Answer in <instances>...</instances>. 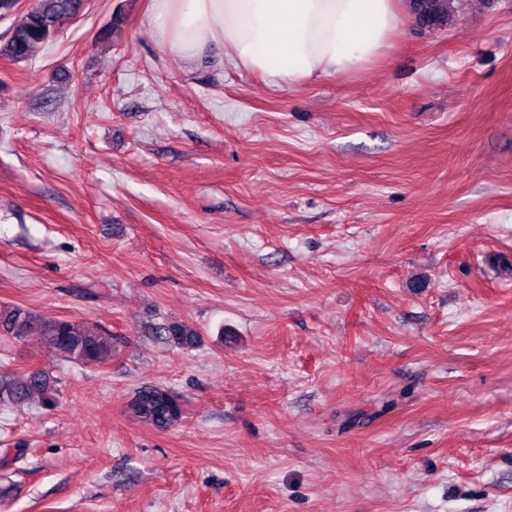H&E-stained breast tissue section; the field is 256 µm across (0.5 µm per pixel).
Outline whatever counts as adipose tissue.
I'll return each mask as SVG.
<instances>
[{"instance_id": "1", "label": "adipose tissue", "mask_w": 512, "mask_h": 512, "mask_svg": "<svg viewBox=\"0 0 512 512\" xmlns=\"http://www.w3.org/2000/svg\"><path fill=\"white\" fill-rule=\"evenodd\" d=\"M407 0H149L163 52L196 61L221 51L240 70L288 87L352 76L383 60Z\"/></svg>"}]
</instances>
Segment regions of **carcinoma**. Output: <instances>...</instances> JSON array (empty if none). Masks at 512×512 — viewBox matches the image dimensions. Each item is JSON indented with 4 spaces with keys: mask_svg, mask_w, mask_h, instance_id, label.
<instances>
[{
    "mask_svg": "<svg viewBox=\"0 0 512 512\" xmlns=\"http://www.w3.org/2000/svg\"><path fill=\"white\" fill-rule=\"evenodd\" d=\"M466 0H410L416 23L429 32L444 31L455 25ZM85 0H32L12 22L6 38L0 41V58L13 62L29 59L39 46L52 43L62 27L78 17ZM39 325L45 343L63 360L85 367L102 366L112 358V336L71 319L41 316L19 306L0 307V335L21 339L33 325ZM160 334L179 348L196 345L201 333L182 321L160 327ZM57 387L42 371H33L21 382L0 390V401L24 404L38 398L45 407L56 402ZM134 416L142 423L164 431L182 417L180 402L160 386L145 387L135 396Z\"/></svg>",
    "mask_w": 512,
    "mask_h": 512,
    "instance_id": "carcinoma-1",
    "label": "carcinoma"
}]
</instances>
